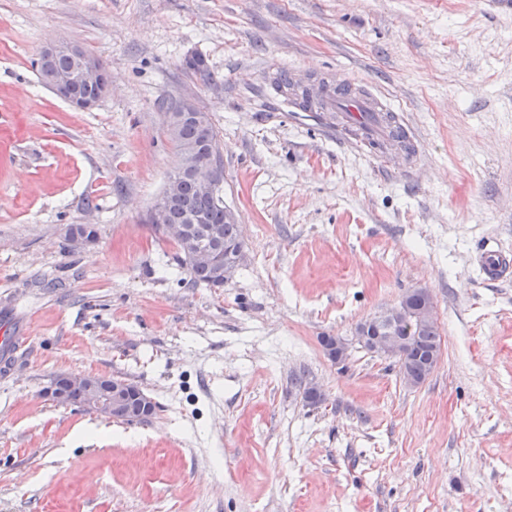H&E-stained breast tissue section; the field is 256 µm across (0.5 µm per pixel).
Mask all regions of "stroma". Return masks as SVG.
Segmentation results:
<instances>
[{
    "mask_svg": "<svg viewBox=\"0 0 512 512\" xmlns=\"http://www.w3.org/2000/svg\"><path fill=\"white\" fill-rule=\"evenodd\" d=\"M65 41L111 75L92 110L37 79ZM272 68L367 83L422 158L386 171L324 136L265 90ZM170 98L221 136L245 251L221 288L189 286L147 222L177 163ZM488 242L512 255L497 0H0V329L29 343L0 378V512H512V276L486 277ZM415 288L441 332L425 381L355 343L327 357L321 337ZM62 374L128 379L156 413L57 404Z\"/></svg>",
    "mask_w": 512,
    "mask_h": 512,
    "instance_id": "stroma-1",
    "label": "stroma"
}]
</instances>
